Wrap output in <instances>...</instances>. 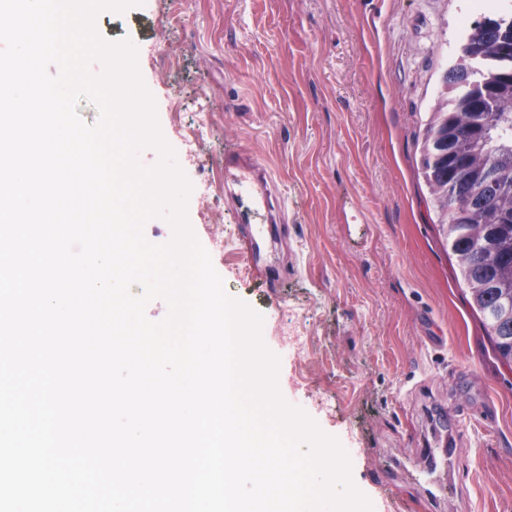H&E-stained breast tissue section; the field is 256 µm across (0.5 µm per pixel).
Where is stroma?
I'll list each match as a JSON object with an SVG mask.
<instances>
[{
    "instance_id": "35a3bbf8",
    "label": "stroma",
    "mask_w": 512,
    "mask_h": 512,
    "mask_svg": "<svg viewBox=\"0 0 512 512\" xmlns=\"http://www.w3.org/2000/svg\"><path fill=\"white\" fill-rule=\"evenodd\" d=\"M467 0H145L94 18L140 47L175 157L198 110L186 215L226 293L263 317L277 386L347 448L372 512H435L411 471L450 454L436 512H512V367L497 359L420 170ZM270 167L286 202L269 292L235 250L225 151ZM308 343L284 351L285 332ZM472 420L456 436L452 419ZM494 422L484 426L485 410Z\"/></svg>"
}]
</instances>
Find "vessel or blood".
Segmentation results:
<instances>
[{"label":"vessel or blood","mask_w":512,"mask_h":512,"mask_svg":"<svg viewBox=\"0 0 512 512\" xmlns=\"http://www.w3.org/2000/svg\"><path fill=\"white\" fill-rule=\"evenodd\" d=\"M224 186L234 191L236 204L245 220L244 230L237 240L238 253L248 261L252 275L260 280L262 286L277 288L280 272L255 261L272 231L266 222L267 214L279 201L271 174L256 159L228 154L224 157Z\"/></svg>","instance_id":"vessel-or-blood-1"}]
</instances>
